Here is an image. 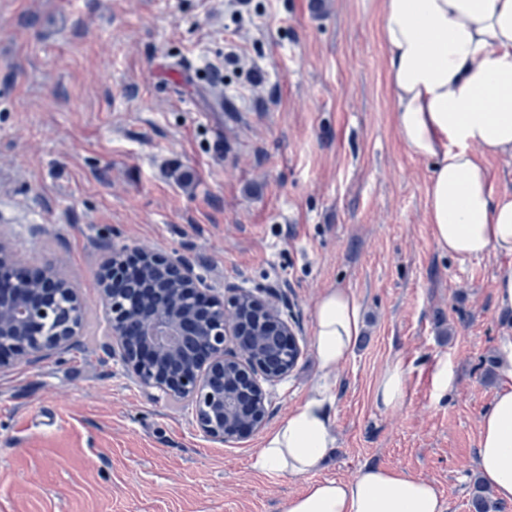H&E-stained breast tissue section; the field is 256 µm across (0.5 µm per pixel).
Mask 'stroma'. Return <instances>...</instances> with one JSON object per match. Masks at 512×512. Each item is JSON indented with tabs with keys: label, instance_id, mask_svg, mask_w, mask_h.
I'll use <instances>...</instances> for the list:
<instances>
[{
	"label": "stroma",
	"instance_id": "35a3bbf8",
	"mask_svg": "<svg viewBox=\"0 0 512 512\" xmlns=\"http://www.w3.org/2000/svg\"><path fill=\"white\" fill-rule=\"evenodd\" d=\"M382 5L0 0V233L19 270L58 266L86 309L79 346L0 372V512H286L312 479L366 466L471 512L512 256L437 248L433 162L395 128ZM121 247L188 261L218 299L287 300L302 354L269 389L270 429L320 376L321 295H354L363 330L333 375L337 447L318 476L254 469L261 435L206 437L110 356L100 274ZM394 363L406 394L383 410ZM407 388V373L400 364L387 367L379 378L374 400L379 408L395 409L404 400Z\"/></svg>",
	"mask_w": 512,
	"mask_h": 512
}]
</instances>
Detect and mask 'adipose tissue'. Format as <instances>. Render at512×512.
<instances>
[{
	"label": "adipose tissue",
	"mask_w": 512,
	"mask_h": 512,
	"mask_svg": "<svg viewBox=\"0 0 512 512\" xmlns=\"http://www.w3.org/2000/svg\"><path fill=\"white\" fill-rule=\"evenodd\" d=\"M395 127L414 155L433 160L428 217L437 247L467 260L512 256V193L493 194L480 158L512 154V0H383ZM362 328L361 308L332 288L315 310L320 380L268 432L254 466L266 473L319 471L336 446L331 375ZM504 384L480 421L477 470L496 499L512 502V340L498 350ZM430 482L366 467L354 480L311 483L287 512H444Z\"/></svg>",
	"instance_id": "obj_1"
}]
</instances>
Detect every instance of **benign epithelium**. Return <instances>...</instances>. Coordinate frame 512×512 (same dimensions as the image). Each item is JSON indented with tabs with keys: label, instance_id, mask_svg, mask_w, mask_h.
Here are the masks:
<instances>
[{
	"label": "benign epithelium",
	"instance_id": "7a95c632",
	"mask_svg": "<svg viewBox=\"0 0 512 512\" xmlns=\"http://www.w3.org/2000/svg\"><path fill=\"white\" fill-rule=\"evenodd\" d=\"M18 264L0 235V270ZM110 353L140 383L195 413L208 438L240 442L266 423L265 386L290 372L302 350L288 319V303L273 291L239 289L222 302L209 295L179 258L112 249L102 279ZM85 307L78 289L55 266L0 278V370L10 359L36 360L78 345ZM277 337L279 369L265 354Z\"/></svg>",
	"mask_w": 512,
	"mask_h": 512
}]
</instances>
